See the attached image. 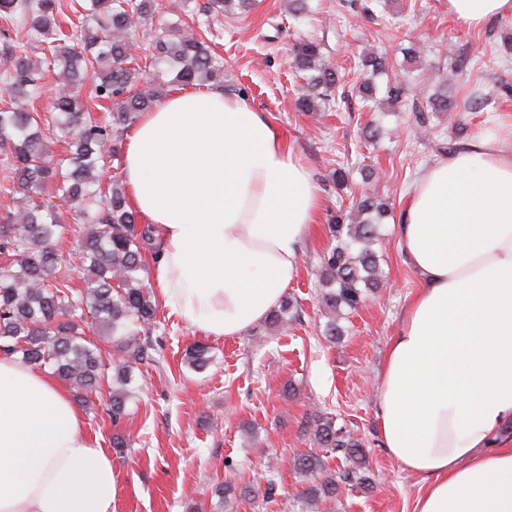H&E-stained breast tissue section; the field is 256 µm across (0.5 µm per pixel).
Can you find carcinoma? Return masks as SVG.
<instances>
[{"label":"carcinoma","mask_w":512,"mask_h":512,"mask_svg":"<svg viewBox=\"0 0 512 512\" xmlns=\"http://www.w3.org/2000/svg\"><path fill=\"white\" fill-rule=\"evenodd\" d=\"M254 7V0H208L204 11L246 16ZM161 9L158 0H0V18L24 31L27 43L37 44L42 53L34 59L25 45L11 39L0 45V81L10 89L9 98L0 103V195L21 199L14 222L0 226V352L38 369H52L73 387L82 406L101 407L114 424L126 416L135 371L165 372L163 355H153L157 302L142 276L143 251L153 240L154 228L138 223L118 179L106 186L100 179L109 147L159 99L155 83L132 91L143 76L133 55V35ZM292 58L301 80L298 111L332 108L340 77L322 43L300 38L292 45ZM151 65L160 72L174 71L180 85L224 78V59L214 52L212 41L182 18L161 28ZM361 65L359 88L374 103L377 88L371 76L385 71L384 59L368 54ZM55 69L60 83L48 110L20 106ZM409 85L405 79L387 84L384 100L399 102ZM107 101L112 110L95 115L92 108ZM416 106L420 112L426 107L454 111L445 92H435ZM47 131L66 144V154L57 162L51 160ZM49 183L62 204L42 198ZM65 207L86 217L78 253L82 288L74 287L62 268ZM392 212L389 201L362 192L351 207L350 223L338 215L331 225L332 243L320 269L319 304L328 315L325 335H340L336 317L362 304V288L381 282L375 246ZM102 336L112 338L115 351L97 343ZM185 363L195 371L206 370L211 363L208 347L191 346ZM313 441L340 451L352 467L334 474L319 455L300 456L296 469L307 480L306 498L333 502L339 484L366 481L360 441L336 427L334 418L317 419Z\"/></svg>","instance_id":"obj_1"}]
</instances>
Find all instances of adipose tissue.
<instances>
[{
  "mask_svg": "<svg viewBox=\"0 0 512 512\" xmlns=\"http://www.w3.org/2000/svg\"><path fill=\"white\" fill-rule=\"evenodd\" d=\"M480 27L512 0H448ZM130 207L159 239L160 299L211 337L265 320L299 275L322 196L243 97L181 87L127 135ZM418 290L390 340L378 417L415 476L414 512H512V147L481 139L427 168L401 212ZM112 456L49 373L0 356V512H112Z\"/></svg>",
  "mask_w": 512,
  "mask_h": 512,
  "instance_id": "ef3b65f1",
  "label": "adipose tissue"
}]
</instances>
